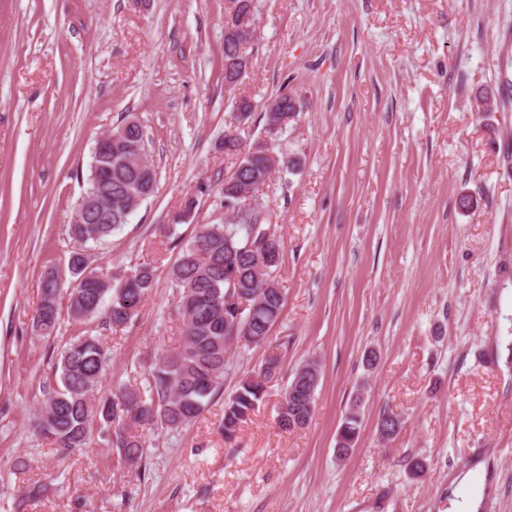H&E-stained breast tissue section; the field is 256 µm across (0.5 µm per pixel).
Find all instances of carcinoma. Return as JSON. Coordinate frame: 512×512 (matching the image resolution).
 Listing matches in <instances>:
<instances>
[{
    "label": "carcinoma",
    "instance_id": "1",
    "mask_svg": "<svg viewBox=\"0 0 512 512\" xmlns=\"http://www.w3.org/2000/svg\"><path fill=\"white\" fill-rule=\"evenodd\" d=\"M132 142L138 144L134 160L99 178L88 175L90 193L112 202L129 199L127 190H154L155 167L140 163L146 150L142 125L129 126ZM247 167L224 180V202H239L243 187L263 184L261 175L269 170V158L253 154L244 159ZM251 224H205L199 234L182 248L169 273L176 289V311L182 317L184 341L178 347L157 354L149 368V390L145 398L140 388L126 386L112 396L96 398L93 393L105 379L112 362L110 349L98 336H76L63 348L55 367L56 384L46 392L38 417L40 434L67 449L63 456L82 452L93 436V424L100 423L103 438L119 450L123 463L142 466L152 445V436L173 432L191 424L224 391V384L236 373L227 355L231 329L243 339L257 337L255 344L270 343L271 330L283 307L282 292L264 293V281L255 277L253 267L258 253L274 245L282 248L273 225V214H252ZM125 224V215L112 207V215L101 217L86 212V223L69 225L74 240L98 242ZM68 270L73 279L96 269L90 267L83 251L71 253ZM156 285V266L143 262L125 283L93 282L84 288L72 287L68 313L81 322L100 313L110 326L128 323L137 315ZM58 273H46L41 282V299L33 317L37 331L49 336L60 318ZM242 290L255 295L254 317L230 315L224 298ZM281 356L268 357L257 373L241 378L236 390L224 399V417L219 425L224 441L230 443L249 419L266 393L267 383L280 376ZM321 371L316 361H306L293 372L287 389L301 388L303 401L283 400L277 416L281 429L288 431L307 422L315 407V393ZM363 423L360 403L345 414L336 435L351 451ZM400 415L385 411L377 422L380 438L390 441L400 432Z\"/></svg>",
    "mask_w": 512,
    "mask_h": 512
}]
</instances>
